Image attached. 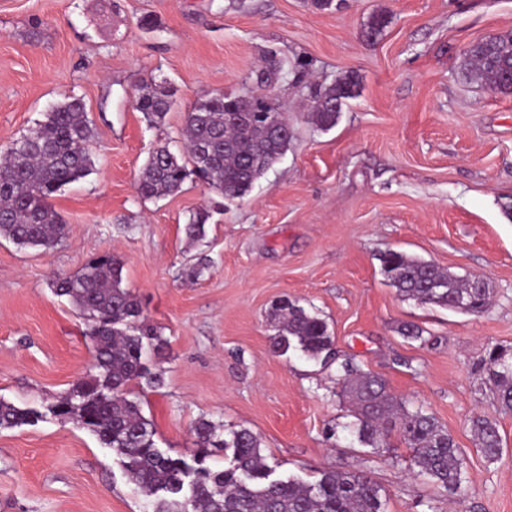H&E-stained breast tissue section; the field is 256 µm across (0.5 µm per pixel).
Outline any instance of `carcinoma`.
<instances>
[{"label": "carcinoma", "mask_w": 512, "mask_h": 512, "mask_svg": "<svg viewBox=\"0 0 512 512\" xmlns=\"http://www.w3.org/2000/svg\"><path fill=\"white\" fill-rule=\"evenodd\" d=\"M463 69L487 88L512 93V31L477 44L463 56ZM261 90L276 82L279 62L269 53L253 71ZM356 83L342 78L314 95V120L322 129L336 124L339 106L355 96ZM136 109L152 127L161 125L172 107L170 89L154 81L143 84ZM224 95L196 101L185 114L186 156L166 145L152 150L138 180L144 200L174 194L191 177L225 197L244 198L260 178L288 150V124L272 125L253 116L237 123L225 121ZM92 128L85 104L76 96L46 113L19 139L0 150V239L16 245L49 250L65 236L66 225L51 199L65 186L88 176L93 169L89 149ZM204 211L190 215L187 233H204ZM382 269L399 296L421 305L478 316L490 304V289L476 287L430 261L401 251L381 259ZM123 264L111 253L91 258L74 276L54 283L89 321L94 372L51 407L64 422L73 421L94 433L102 445L120 456L132 482L153 505L152 512H382V487L364 472L328 470L313 483L288 476L271 478L272 468L262 453L261 440L242 428L223 437L221 426L199 420L193 432L196 445L231 448L229 467L213 471L207 453L192 461L172 458L154 440L152 421L141 403L129 398L127 386L145 381L151 389L164 385L151 372L146 357L164 347L160 336L136 325L141 306L122 286ZM277 346L286 353L297 348L311 360L326 361L332 338L327 322L287 301L271 314ZM342 391L355 404L353 432L358 441L376 449L391 430L399 431L412 450L418 473L453 494L463 492L464 452L448 430L423 407L388 391L386 382L351 363L343 366ZM488 374L498 389V404L512 412V353L490 351ZM39 414L0 400V428L33 422ZM475 451L495 462L503 457L496 421L472 420Z\"/></svg>", "instance_id": "carcinoma-1"}]
</instances>
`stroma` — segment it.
<instances>
[{
    "instance_id": "35a3bbf8",
    "label": "stroma",
    "mask_w": 512,
    "mask_h": 512,
    "mask_svg": "<svg viewBox=\"0 0 512 512\" xmlns=\"http://www.w3.org/2000/svg\"><path fill=\"white\" fill-rule=\"evenodd\" d=\"M389 23L365 36L371 17ZM512 31V0H0V150L65 95L91 121L92 172L52 199L66 235L49 251L0 239V400L40 412L0 429V512H146L119 456L48 409L91 370L85 318L56 295L96 253L123 263V284L165 341L150 357L162 388L141 395L161 450L197 454L202 418L246 428L276 475L368 473L385 512H512V412L484 369L512 348V93L462 72L466 47ZM276 51L272 88L294 129L285 155L244 199L185 183L141 199L139 174L157 144L182 141L201 97L248 93L251 71ZM354 76L331 130L312 122L311 90ZM175 104L148 126L133 100L146 81ZM205 209V235L185 232ZM400 250L492 290L481 316L401 298L380 257ZM201 264L197 278L187 269ZM290 298L324 318L327 362L280 352L272 307ZM424 330L402 336L403 325ZM424 404L465 452L463 498L418 476L412 451L360 446L336 375L344 362ZM495 420L501 461L474 449L475 417Z\"/></svg>"
}]
</instances>
